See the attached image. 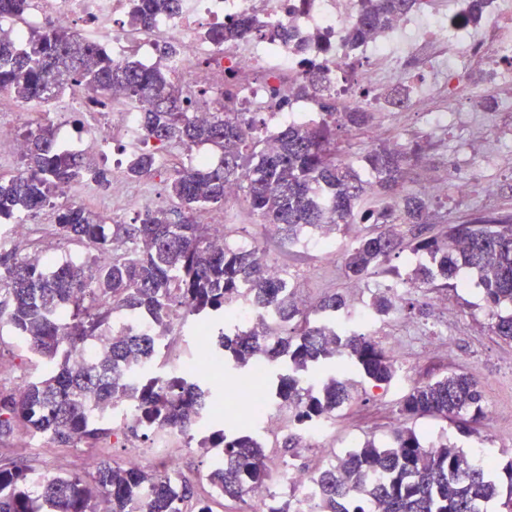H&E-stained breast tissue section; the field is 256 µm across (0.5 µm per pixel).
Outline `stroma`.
<instances>
[{
    "instance_id": "35a3bbf8",
    "label": "stroma",
    "mask_w": 512,
    "mask_h": 512,
    "mask_svg": "<svg viewBox=\"0 0 512 512\" xmlns=\"http://www.w3.org/2000/svg\"><path fill=\"white\" fill-rule=\"evenodd\" d=\"M373 125L382 139L419 141L426 146L422 162L411 167L404 179L405 190L423 194L433 182L470 181L467 195L452 192L432 200L430 212L436 224H464L483 215H512V112H493L482 118L464 112L457 123L435 135L426 134L424 117L415 112H379ZM226 221L246 227L249 239L263 243L269 257L288 268L297 296L306 302L334 292L350 294L343 257L358 237L372 231L371 225L355 224L338 232L333 239L336 258L329 262L320 247L308 243L286 246L265 238L246 199L227 207ZM396 311L399 321L379 318L371 334L380 343L397 346L408 373L398 374L390 384L380 387L358 383L353 398L336 413L330 454L302 446L296 464L319 471L327 466L330 455H343L354 445L370 439L379 444L390 442L399 424V405L411 387L456 371L476 375L486 405L498 407L500 414L496 419L483 420L475 439L460 434L448 421L424 417L416 423L422 440L435 444L448 439L466 448L472 446L492 457L498 467H506L512 462V343L495 335L481 291L424 288L404 295ZM0 453L35 473L52 476L86 471L93 457L121 461L124 450L108 438L89 447L53 442L37 450L17 447L11 440L0 446ZM177 462L195 497L208 499L212 512H249L248 502L224 498L213 491L206 479L212 459L205 450L182 452Z\"/></svg>"
}]
</instances>
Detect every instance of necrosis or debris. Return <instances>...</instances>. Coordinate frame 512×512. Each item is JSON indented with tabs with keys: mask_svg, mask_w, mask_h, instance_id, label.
<instances>
[{
	"mask_svg": "<svg viewBox=\"0 0 512 512\" xmlns=\"http://www.w3.org/2000/svg\"><path fill=\"white\" fill-rule=\"evenodd\" d=\"M128 6L129 0H30L23 20L0 19V28L18 36L50 20L60 30H78L89 41L104 44L117 63L162 42L180 45L181 53L167 66L189 95L206 92L194 111L196 118L208 119L231 100L239 111L261 113L270 139L280 127L312 117V99L295 100L291 94L315 64L323 68L335 97L378 112L425 113L432 132L447 129L454 119L448 109H433L434 93L456 104L469 98L470 87L461 75L467 63L484 68L504 88L497 104L479 102L477 111H512V0H414L412 9L391 17L383 32L355 42L349 29L362 0H179L177 8L152 27H113L114 18ZM238 17L250 18L262 30L278 28L288 38L256 37L221 49L204 38L209 27ZM109 98L103 112L85 90L72 86L48 109L60 115L82 113L85 135L77 143L80 151L105 156L117 142L140 146L142 104L128 102L119 89ZM200 155L196 148L157 149L150 174L136 181L113 177L111 192L96 203L103 214L116 218L153 205L157 182L168 178L181 161ZM223 367V352L202 332L165 369L135 359L128 363L131 375L144 382L165 375L199 376ZM249 409L260 433L299 431L307 447L326 450L327 425L300 421L296 405L264 395L250 401ZM104 414L112 421L113 438L123 442L125 465L140 466L151 458L171 461L172 448L184 441L174 428L142 425L138 410L128 404L113 403ZM131 425L139 427L140 437L127 436ZM269 480L294 491L299 512H310L320 495L312 475L290 463L274 468Z\"/></svg>",
	"mask_w": 512,
	"mask_h": 512,
	"instance_id": "obj_1",
	"label": "necrosis or debris"
}]
</instances>
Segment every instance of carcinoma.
Returning <instances> with one entry per match:
<instances>
[{
  "mask_svg": "<svg viewBox=\"0 0 512 512\" xmlns=\"http://www.w3.org/2000/svg\"><path fill=\"white\" fill-rule=\"evenodd\" d=\"M412 2L363 0L352 39L385 27L391 15L410 9ZM175 3L132 0L130 23L146 27ZM28 7L29 0H0V18L21 20ZM252 32L248 19L237 18L211 29L208 39L231 46ZM157 52L160 63L152 67L133 59L118 65L109 52L76 33L34 29L18 43L0 33V89L17 100L47 102L78 84L99 102L118 85L130 100L147 103L142 118L146 139L187 149L208 145L221 157L218 165L188 164L169 177L176 221L157 208L144 211L137 224H109L100 214L73 205L58 209L54 230L62 239L86 242L94 252L48 269L0 248V341L6 335L21 341L46 365L23 391L0 388L1 443L24 428L76 448L94 444L112 436V421L93 416L92 407L118 400L136 404L159 426L190 434L204 407L207 378L173 377L167 385L155 386L121 373L131 357L159 358L158 336L169 333L178 316L193 326L205 321L224 329L216 342L234 380H249L261 359L268 365L281 356L287 359V367L277 374L275 394L282 403L299 405L300 418L310 423L332 418L350 401V385L337 378V368L376 386L394 379L396 366L386 347L352 329L336 328V319L348 309L344 295L322 297L313 304L316 317L310 318L295 293L268 275L261 258L265 250L241 248L225 224L195 220L200 211L224 207V188L232 181L240 183L261 223L276 226L278 239L290 245L311 233L334 235L352 224L374 225L375 232L358 239L345 255L344 274L352 282L389 273L455 288L459 272L469 271L494 309L495 334L512 342V312H497L512 306V216L446 224L436 234L419 231L407 241L402 226L422 229L430 223L429 201L403 192L407 170L424 157L422 144L384 143L366 151L361 162L374 179H365L342 159L336 128H366L373 112L359 105L340 109L334 96L323 93L315 66L294 95H318L320 118L281 128L275 147H268L253 114L227 109L199 124L192 115L197 99L162 64L177 48L165 43ZM25 136L24 175L0 177L1 224L35 215L90 175L96 187L109 185L108 170L59 147L54 127L40 126ZM155 159L151 149L139 151L127 174L133 179L147 174ZM370 198L379 205L365 207ZM387 198L395 202L381 204ZM215 234L224 237V248L209 244ZM406 249L428 262L403 275L389 262ZM98 251L112 253L111 260L99 262ZM395 299L390 289L380 291L372 309L385 316L396 309ZM247 301L273 309L276 320L236 326L229 316ZM138 315L151 317L157 335L113 330L117 321ZM265 336L277 337V351L266 349ZM87 345L96 346L94 356L73 367L70 354ZM308 372L319 373L320 382L317 391L304 395L300 379ZM399 414L404 426L392 442L367 440L317 474L321 493L315 512H368L372 503L381 512H512V463L504 485L490 460L450 441L427 445L407 426L431 415L464 433L475 432L487 415L477 377L451 372L415 385ZM265 477L266 454L259 442L247 433H224V463L214 465L208 475L214 491L240 498L245 484H262ZM193 496L190 483L163 470L102 460L91 476H46L0 458V512H96L99 500L107 503L103 512H183V503Z\"/></svg>",
  "mask_w": 512,
  "mask_h": 512,
  "instance_id": "carcinoma-1",
  "label": "carcinoma"
}]
</instances>
